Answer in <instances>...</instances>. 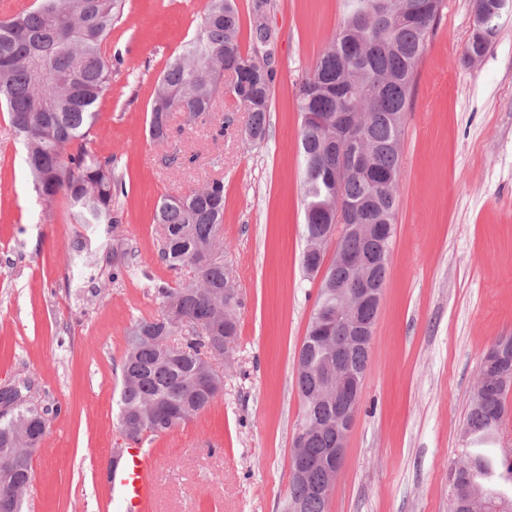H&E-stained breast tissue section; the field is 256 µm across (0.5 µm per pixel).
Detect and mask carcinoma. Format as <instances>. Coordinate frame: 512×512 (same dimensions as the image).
<instances>
[{
	"mask_svg": "<svg viewBox=\"0 0 512 512\" xmlns=\"http://www.w3.org/2000/svg\"><path fill=\"white\" fill-rule=\"evenodd\" d=\"M442 0H342L343 22L299 83V149L303 163L305 238L336 224L339 202L362 207L352 224H391L401 166L403 116L417 67L425 53ZM268 0H255L250 53H242L240 18L234 0H207L197 36L165 67L152 95L149 135L158 145L169 138L171 111L214 110L219 77L236 75L233 93L249 113L253 140L266 136L272 66L271 29L264 21ZM124 0H35L29 8L0 19V107L9 115L24 147L23 161L33 188L45 200L64 192L75 221L95 228L120 224L116 204L127 195L126 181L112 157L93 148L91 130L100 119L98 103L112 85L108 39L123 14ZM224 179L214 178L186 198L166 196L155 209L162 226L160 261L170 270L189 267L193 277L156 289L160 314L140 318L126 334L117 421L126 439L169 433L204 412L224 391V376L212 360L230 354L238 335L239 297L232 269L224 263ZM392 237L365 243L339 239L344 251L390 252ZM306 274L326 267L311 315L308 338L296 361L302 403L298 434L308 450L291 460L285 512H327L308 492L297 472L326 486L332 472L318 464L333 435L316 426L330 421L336 405L322 395V372L336 357L309 339L320 314L336 309V281L348 276L335 261L301 253ZM223 337L214 354L209 337ZM360 348L343 362L366 369ZM512 376L486 398L471 395L462 458L451 469L454 498L479 495L488 501L512 483V459L496 456L490 445L507 413ZM0 512H21L11 484L32 479V458L49 425L48 410L31 396V383L0 391Z\"/></svg>",
	"mask_w": 512,
	"mask_h": 512,
	"instance_id": "cac0c4a2",
	"label": "carcinoma"
}]
</instances>
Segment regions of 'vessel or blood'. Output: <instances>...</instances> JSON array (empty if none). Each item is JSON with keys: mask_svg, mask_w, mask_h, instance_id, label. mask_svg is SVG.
Segmentation results:
<instances>
[{"mask_svg": "<svg viewBox=\"0 0 512 512\" xmlns=\"http://www.w3.org/2000/svg\"><path fill=\"white\" fill-rule=\"evenodd\" d=\"M120 456V464L107 481L108 499L117 512H148L159 484L152 452L143 443L131 442Z\"/></svg>", "mask_w": 512, "mask_h": 512, "instance_id": "1", "label": "vessel or blood"}]
</instances>
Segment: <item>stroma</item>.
I'll use <instances>...</instances> for the list:
<instances>
[{"label":"stroma","mask_w":512,"mask_h":512,"mask_svg":"<svg viewBox=\"0 0 512 512\" xmlns=\"http://www.w3.org/2000/svg\"><path fill=\"white\" fill-rule=\"evenodd\" d=\"M205 0H125L109 48L121 64L98 105L94 146L126 180L117 233L75 223L64 196L33 190L0 109V388L28 378L60 408L33 457L22 512H115L100 469L127 440L117 423L125 332L158 314L161 283L190 278L158 258L161 197L224 181V260L240 333L218 363L224 392L172 432L147 437L159 470L150 512H283L302 406L296 359L320 277L304 246L297 89L342 20L340 0H269L277 77L266 137L228 88L215 111L148 135L154 84L199 29ZM471 0H443L404 117L394 235L360 405L328 512H449L448 472L481 359L512 336V18L468 63ZM136 257L113 277L112 240ZM99 254L92 274L76 243Z\"/></svg>","instance_id":"35a3bbf8"}]
</instances>
